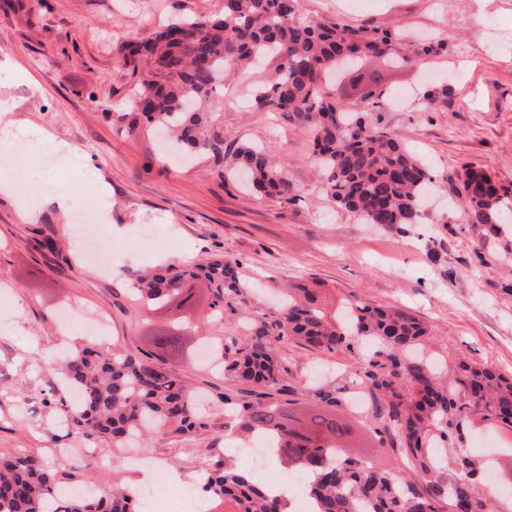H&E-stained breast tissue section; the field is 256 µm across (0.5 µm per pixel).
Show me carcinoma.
Segmentation results:
<instances>
[{"label":"carcinoma","instance_id":"obj_1","mask_svg":"<svg viewBox=\"0 0 512 512\" xmlns=\"http://www.w3.org/2000/svg\"><path fill=\"white\" fill-rule=\"evenodd\" d=\"M125 66L139 79L129 97L130 111L118 114L134 129L139 120L169 131L188 151L224 155V140L211 115L199 106L218 82L260 58L275 60L272 80L255 89L257 109L286 112L311 131L322 190L339 207L366 224L406 233L422 223V198L433 185L427 166L399 135L373 118L374 94L353 107L336 103L326 91L327 76L345 66L357 83V65L375 57L394 69L448 52L442 38L408 41L404 32L306 17L301 0H224L218 16H182L163 23L146 39L121 48ZM235 169L248 176L253 192L286 198L295 192L283 170L258 146L234 152ZM456 196L466 221L485 239H496L512 211V189L485 170L468 164L457 176ZM242 262L229 252L202 264L174 261L161 271L133 273L136 305L156 310L197 305L188 282L208 284L211 302L202 321L224 333L221 395L233 412L237 431L271 435L275 455L290 474L315 475L307 489L317 512H501L493 481L469 450L458 453L444 472L430 461V443L460 441L472 424L490 421L512 428V377L476 365L458 354L444 376L438 354L422 353L431 333L402 308L367 302L346 306L334 317L316 306L305 288L284 292L279 307L254 313L252 282ZM178 320L154 336L152 349L124 351L87 345L63 365L64 384L78 392L73 429L67 434L94 441L102 452L123 448L146 425L177 424L180 432L199 425L186 377L169 364L179 351ZM296 340L315 352L366 349L351 370V384L367 401L359 425L370 422L383 449L410 464L411 476L398 477L374 461L349 457L351 433L340 412L348 407L347 386L308 388L307 413L276 414L293 400L284 382L279 346ZM73 477L62 462L46 465L25 452L0 454V512H137L129 489H106L95 499H57L62 481ZM204 492L235 505V512H286V501L271 495L228 460L212 466Z\"/></svg>","mask_w":512,"mask_h":512}]
</instances>
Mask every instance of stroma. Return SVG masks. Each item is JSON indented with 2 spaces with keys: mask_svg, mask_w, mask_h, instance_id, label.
I'll use <instances>...</instances> for the list:
<instances>
[{
  "mask_svg": "<svg viewBox=\"0 0 512 512\" xmlns=\"http://www.w3.org/2000/svg\"><path fill=\"white\" fill-rule=\"evenodd\" d=\"M302 5L306 16L324 22L448 39L446 54L417 65L393 69L376 59L363 67L379 76L382 126L398 133L434 178L435 203L408 233L362 223L322 195L308 129L251 103V89L272 77L273 64L241 67L213 93L208 110L223 132V158L201 151L175 163L146 124L132 131L117 121L136 82L120 61L123 44L149 37L176 15L220 13L224 0H0V100L12 103L15 123L41 127L86 161L105 196L84 201L94 208L108 203L110 220L101 229L118 253L106 279L83 256L75 214L59 206L60 194L70 191V171H58V188L41 196L34 219L17 198L0 195V451L24 450L51 466L69 460L76 469L72 486L91 493L148 481V470L117 459L84 465L74 441L55 426L48 401L63 395L56 362L86 341L62 328L61 315L106 312L109 347L148 348L171 314L120 310L128 273L226 251L262 283L304 281L331 316L354 301L406 309L449 351L512 376V224L498 239L480 241L453 203L465 164L512 187V0H369L361 10L351 0ZM430 71L448 85L447 105L424 99ZM398 92L408 101L390 106ZM245 144L279 161L295 187L292 196L259 197L238 185L231 157ZM147 224L165 225L172 247L141 250L134 231ZM48 239L53 249L44 248ZM210 334L199 322L188 329L179 361L197 390L200 427L189 433L170 427L145 443L157 462L190 482L207 477L197 459L225 448L224 376L198 359ZM280 355L285 380L299 390L314 372L345 379L357 363L351 352H311L295 342ZM486 437L499 450L494 481L512 491V429L479 424L463 445Z\"/></svg>",
  "mask_w": 512,
  "mask_h": 512,
  "instance_id": "obj_1",
  "label": "stroma"
}]
</instances>
